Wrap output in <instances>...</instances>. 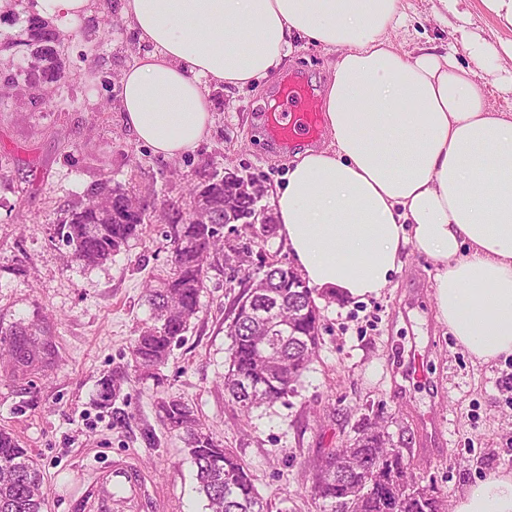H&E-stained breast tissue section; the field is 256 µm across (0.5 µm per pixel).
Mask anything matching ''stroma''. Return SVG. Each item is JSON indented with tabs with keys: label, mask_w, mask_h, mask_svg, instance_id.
<instances>
[{
	"label": "stroma",
	"mask_w": 512,
	"mask_h": 512,
	"mask_svg": "<svg viewBox=\"0 0 512 512\" xmlns=\"http://www.w3.org/2000/svg\"><path fill=\"white\" fill-rule=\"evenodd\" d=\"M407 24L390 37L404 53L445 52L447 19L437 0H401ZM35 0H0V325L48 319L54 354L37 374L0 380V429L40 462L44 512H95L89 486L98 469L130 461L144 475L141 512H205L182 435L168 431L158 400L176 396L249 468L271 512H322L310 493L312 466L380 422L402 448L411 473L448 506L486 477L512 471V354L482 361L437 318L435 261L404 249L392 281L364 298L313 297L321 314L316 354L286 402L243 414L224 395L231 339L224 318L238 282L210 272L201 309L182 344L156 376L131 375L123 387L127 424L116 426L98 404L101 380L130 362L131 346L152 322L147 284L166 277L172 249L160 224L148 221L119 253L98 265L70 261L50 231L89 192L109 180L178 201L202 171H234L259 181L273 207L295 154L329 145L298 139L283 151L262 128L283 74L301 75L322 94L334 54L294 39L276 73L237 88H210V135L181 157L163 159L126 127L116 87L147 46L133 36L122 0H89L79 20L57 24L65 77L29 83L33 68L28 20ZM111 34H104V27ZM230 244L257 241L249 259L290 267L294 259L276 229L239 224ZM427 353L428 375L404 376L411 352ZM440 421L447 453L419 456L420 415Z\"/></svg>",
	"instance_id": "obj_1"
}]
</instances>
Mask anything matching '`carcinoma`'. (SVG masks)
Instances as JSON below:
<instances>
[{"label": "carcinoma", "mask_w": 512, "mask_h": 512, "mask_svg": "<svg viewBox=\"0 0 512 512\" xmlns=\"http://www.w3.org/2000/svg\"><path fill=\"white\" fill-rule=\"evenodd\" d=\"M29 46L42 52L41 75L51 81L62 78L59 41L54 30L37 17L28 19ZM137 186L102 183L90 191L94 203L71 212L55 225L53 238L64 245L73 261L85 265L102 263L120 251L138 232L144 218L132 211L131 196ZM246 208L224 178L213 172L190 184L188 203L166 204L161 220L165 237L172 242V274L157 286L147 288L153 324L142 330L131 348L135 370L153 376L167 364L173 347L184 340L191 320L199 312L200 296L206 288L207 270L224 268V204ZM203 205L211 223L188 222V208ZM288 287V269L272 265L258 277L243 273L246 284L233 298L228 333L232 339L224 392L242 413L261 403L288 398L313 356L319 342L320 315L308 312L312 289ZM299 309L291 332H278L270 357L259 354L263 337L254 335L256 317L288 319L290 307ZM47 330L38 323L0 325V350L8 353L10 376L25 377L43 367L51 356L45 339ZM125 366L118 365L102 380L98 392L101 405L112 407V420L123 424L126 412L116 406ZM160 421L183 434L186 449L196 467L198 492L209 512H269L255 490L251 475L238 456L208 432L194 410L178 398L158 403ZM398 448L389 447L385 433L372 427L361 430L339 453L323 458L315 467L313 496L328 512H447L446 501L419 485ZM379 470V480L367 486L366 471ZM41 466L21 447L12 434L0 430V512H42Z\"/></svg>", "instance_id": "1"}]
</instances>
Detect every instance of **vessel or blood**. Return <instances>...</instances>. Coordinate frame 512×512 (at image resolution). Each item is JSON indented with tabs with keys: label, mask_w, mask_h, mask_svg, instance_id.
<instances>
[{
	"label": "vessel or blood",
	"mask_w": 512,
	"mask_h": 512,
	"mask_svg": "<svg viewBox=\"0 0 512 512\" xmlns=\"http://www.w3.org/2000/svg\"><path fill=\"white\" fill-rule=\"evenodd\" d=\"M286 107L264 115V132L276 147L288 148L296 139L316 141L320 130L318 114L310 107L312 88L298 75L283 77L277 88ZM146 495L138 471L126 460H116L101 469L94 481L92 497L97 512H132Z\"/></svg>",
	"instance_id": "vessel-or-blood-1"
}]
</instances>
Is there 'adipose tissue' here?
<instances>
[{"mask_svg":"<svg viewBox=\"0 0 512 512\" xmlns=\"http://www.w3.org/2000/svg\"><path fill=\"white\" fill-rule=\"evenodd\" d=\"M458 0L446 54L401 53L400 0H124L151 53L124 71V122L153 154L193 150L213 123L212 84L246 87L294 38L335 53L322 110L332 141L292 160L276 193L279 233L308 286L350 297L386 288L407 247L432 258L440 319L478 359L512 354V112L472 75L512 68V0H482L503 32L469 31ZM470 66H461L458 50ZM455 512H512V475L470 486Z\"/></svg>","mask_w":512,"mask_h":512,"instance_id":"adipose-tissue-1","label":"adipose tissue"}]
</instances>
